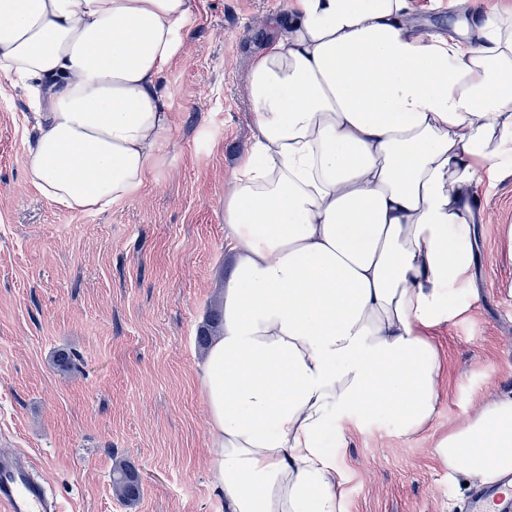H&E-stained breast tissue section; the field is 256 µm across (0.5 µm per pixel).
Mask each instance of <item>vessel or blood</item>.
<instances>
[{"mask_svg": "<svg viewBox=\"0 0 512 512\" xmlns=\"http://www.w3.org/2000/svg\"><path fill=\"white\" fill-rule=\"evenodd\" d=\"M0 512H61L57 498L49 494L31 459L0 456ZM466 512H512V485L473 492Z\"/></svg>", "mask_w": 512, "mask_h": 512, "instance_id": "obj_1", "label": "vessel or blood"}]
</instances>
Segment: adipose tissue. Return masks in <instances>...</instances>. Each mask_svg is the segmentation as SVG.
Returning a JSON list of instances; mask_svg holds the SVG:
<instances>
[{
    "label": "adipose tissue",
    "mask_w": 512,
    "mask_h": 512,
    "mask_svg": "<svg viewBox=\"0 0 512 512\" xmlns=\"http://www.w3.org/2000/svg\"><path fill=\"white\" fill-rule=\"evenodd\" d=\"M192 0H0V81L34 103L29 183L98 212L143 187ZM252 146L224 199L231 272L200 382L224 512H348L325 435L439 412L434 330L471 285L467 197L512 158V10L429 31L409 0H287L252 59ZM449 482L512 477V393L434 448Z\"/></svg>",
    "instance_id": "obj_1"
}]
</instances>
